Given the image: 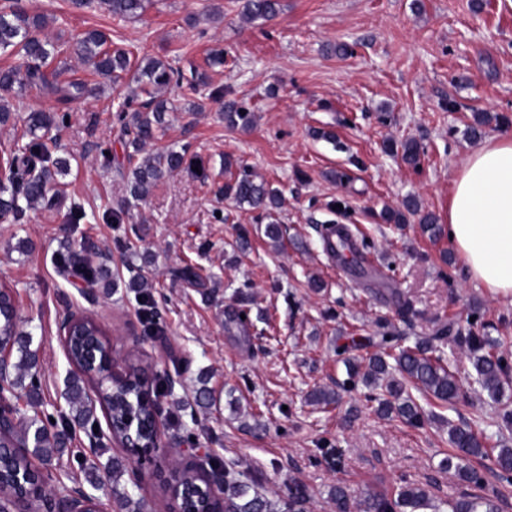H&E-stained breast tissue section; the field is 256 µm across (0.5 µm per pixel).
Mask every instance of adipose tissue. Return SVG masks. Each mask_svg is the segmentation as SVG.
Listing matches in <instances>:
<instances>
[{"label":"adipose tissue","instance_id":"obj_1","mask_svg":"<svg viewBox=\"0 0 512 512\" xmlns=\"http://www.w3.org/2000/svg\"><path fill=\"white\" fill-rule=\"evenodd\" d=\"M448 238L470 274L512 298V136H491L464 160L448 203Z\"/></svg>","mask_w":512,"mask_h":512}]
</instances>
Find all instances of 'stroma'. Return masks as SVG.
<instances>
[{
    "mask_svg": "<svg viewBox=\"0 0 512 512\" xmlns=\"http://www.w3.org/2000/svg\"><path fill=\"white\" fill-rule=\"evenodd\" d=\"M243 0H148L136 19L102 9H76L70 0H27L46 17L61 46L47 76L83 83L67 104V124L45 141L70 162L54 206L27 211L22 223L0 221V285L11 288L18 314L38 350L39 399L21 408L61 420L69 412L65 385L71 366L56 320L68 308L89 309L112 341L119 361L137 360L174 384L162 397V448L154 464L137 466L109 432L91 436L72 427L63 452L43 465L68 472L100 501L123 512L112 495L120 486L152 512H168L173 467L204 464L208 449L267 496L301 489L308 512H332L330 494L345 486L353 499L394 497L400 487H425L438 499L463 492L497 494L512 512V482L498 478L493 457L472 460L479 483L461 481L445 462L453 448L449 425L484 433L489 448H512V426L500 405L476 383L465 350L446 352L467 399L449 407L414 393L423 427L378 413L369 388L343 390L347 366L379 319L396 320V298L414 311L410 335H430L437 320H474L512 363V301L474 280L447 237L429 240L418 216L384 222L383 209L416 197L422 212L448 219V199L462 159L481 138L512 135V5L507 0H282L274 19L247 22ZM107 34L132 60L154 58L184 74L206 73L210 86L190 95L170 85L176 106L153 146L185 148L181 171L165 176L124 223L112 210L126 194L116 168L129 137L112 122L117 96L131 76L100 83L67 47L90 30ZM343 44L347 53H331ZM224 67L210 68L211 50ZM245 103L250 131L228 127L213 90ZM488 115L480 137L467 127ZM334 140H327V133ZM415 140L421 165L386 151L388 141ZM243 163L281 190L278 220L284 247L274 250L257 214L224 199L225 159ZM80 204L86 216L72 222ZM351 225L371 246L370 274L324 253L321 233ZM247 246H240L239 235ZM77 254L108 269L118 286L81 294L86 280L61 277L56 261ZM195 278H187L185 268ZM153 286L160 332L148 334L134 292L136 274ZM319 280L321 290L309 288ZM245 310L246 323L232 314ZM207 376L210 406L195 391ZM341 392L337 406L310 404L316 389ZM123 473L113 478L112 463Z\"/></svg>",
    "mask_w": 512,
    "mask_h": 512,
    "instance_id": "35a3bbf8",
    "label": "stroma"
}]
</instances>
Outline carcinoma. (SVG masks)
<instances>
[{
  "instance_id": "cac0c4a2",
  "label": "carcinoma",
  "mask_w": 512,
  "mask_h": 512,
  "mask_svg": "<svg viewBox=\"0 0 512 512\" xmlns=\"http://www.w3.org/2000/svg\"><path fill=\"white\" fill-rule=\"evenodd\" d=\"M97 3L120 19L135 18L145 9V0H71L77 9L87 8ZM281 10L280 0H244V16L251 20H269ZM47 22L40 14H31L22 0H10L7 7L0 8V49H11L19 56L20 63L6 70H0V89L9 91L17 86L48 89L63 104L76 101L83 96L84 87L78 82L68 84H50L43 68L48 66L61 52L60 46L53 42L45 32ZM71 53L90 71L108 80L116 82L121 73L130 66V58L123 50H112L106 36L97 30L84 33L69 45ZM137 89L131 91L115 109L116 120L120 127L132 134L127 154V178L129 195L134 201L147 197L152 187L167 175L181 170L186 163V150L169 148L153 151L147 146L157 138L166 124V114L171 110L168 100L159 92L171 84L175 70L168 64L156 60H141L136 65ZM224 121L228 126L248 129L254 122V114L236 100L222 102ZM68 113L57 110L30 112L24 117L29 140L13 151L8 159V183H0V217L12 216L21 220L26 211L51 202L50 192L56 184V175H63L69 168V162L62 157L52 155L43 141V132L62 123ZM420 148L409 140L402 144V160L416 168L420 162ZM227 180L224 182V198L237 204H246L270 219L265 225V235L275 247L281 246L280 225L273 214L282 205L281 193L270 187L269 183L258 178L249 167L231 162L225 163ZM420 212L419 204L413 197L404 203V210L383 212L387 222L403 224L406 214ZM149 280L138 276L128 283V288L136 292L140 302V314L144 323L159 329V313L149 291ZM0 339L7 342L11 352L16 354L12 367L15 377L5 379L12 389L29 388L36 393L38 351L31 349V333L22 329L20 318L11 312L12 292L0 290ZM376 346L380 352L364 358L365 366L354 365L349 368V387L356 382L364 386L385 391V397H376L377 411L383 414L396 413L407 423L420 427L424 424V415L414 400L406 395V384L422 390L434 398L450 405L463 398V388L455 373L444 365V349L457 347L466 349L469 360L476 372L477 382L488 391L491 399L499 401L504 381L509 379L512 367L500 351L499 339L486 334L480 336L473 328L462 330L453 321H441L430 336H419L414 346H400L408 340L406 333L400 331L392 322L382 319L378 323ZM87 337L73 335L69 337V352L73 361L74 373L69 385L68 402L70 417L61 421V427L49 428L38 414L20 416L9 434L0 441V495L13 497L18 495L20 482L32 475V460L41 462L50 460L59 453L65 444L70 424L86 425L94 418L95 406L108 412L112 418L114 432L122 438L129 431L125 419H134V432L143 443L151 440L146 430L152 417L150 405L141 396L140 374L142 366L129 362L126 364V378L114 385H105L100 389L98 403L88 395L94 377L83 365V348ZM393 362H388V359ZM309 399L316 405L340 404L339 392L319 389L313 391ZM455 454L448 457V468H453L463 481L471 482L475 473L468 466L472 458L487 456L483 437L471 428L452 426L448 431ZM172 479L180 489L181 506L185 512L201 509L208 505L210 495L207 486L199 475L189 468H175ZM336 512H349L350 493L338 484L331 493ZM497 497L463 493L444 503L448 512H500ZM306 498L299 492L291 491L286 498H269L253 490L252 486L241 478V474L231 468L224 469L223 498L214 502V506L223 508V512H303ZM428 507L438 512L440 507L432 503L429 492L421 487L406 486L399 490L396 497L368 494L357 503L359 512H421Z\"/></svg>"
}]
</instances>
